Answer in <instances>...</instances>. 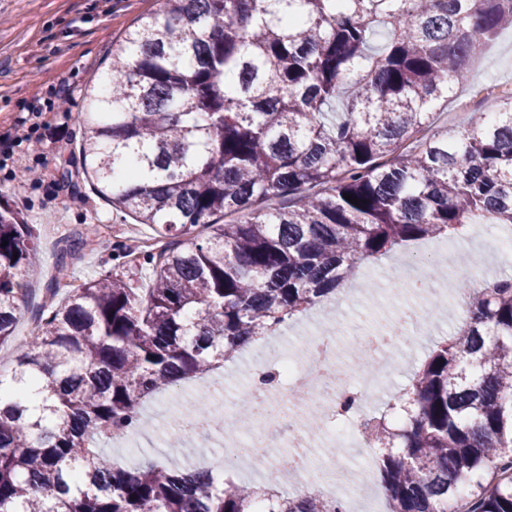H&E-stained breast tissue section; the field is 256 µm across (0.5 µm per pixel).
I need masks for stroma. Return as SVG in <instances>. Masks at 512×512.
Returning <instances> with one entry per match:
<instances>
[{
  "label": "stroma",
  "mask_w": 512,
  "mask_h": 512,
  "mask_svg": "<svg viewBox=\"0 0 512 512\" xmlns=\"http://www.w3.org/2000/svg\"><path fill=\"white\" fill-rule=\"evenodd\" d=\"M157 7L156 0H112L108 5L103 0H0V138L17 134L24 138L13 152H0V204L21 210L38 227L43 263L29 277L32 289H39L53 274L59 241L88 224L96 225L98 236L74 266V284L109 272L127 274L138 286L149 280V272L125 269L116 249L151 236V228L94 196L75 145L85 132L87 89L92 78L108 66L113 40L137 17ZM490 84L512 90L511 28H504L473 63L467 81L455 89L447 106L435 112V126L466 128L481 106V88ZM36 92L41 95L38 116L31 113ZM61 94L68 99L66 111H52ZM26 165L42 169L44 181L34 184L24 177ZM478 231V238L463 242L469 269L493 278L512 274V263L497 265L491 259L497 225L482 224ZM420 259L415 246L382 258L373 264L371 273H359L358 282L370 293L360 305L337 307L344 327L365 319L386 321L388 315L377 305V298L409 289L410 280L399 276L397 269L406 261L419 264ZM440 338L436 330L399 351L400 363L389 376L385 393L373 402L372 411L386 407L392 392L408 381ZM176 402V397L165 396L147 403L138 447L112 449L113 460L133 469L158 458L175 437L171 417Z\"/></svg>",
  "instance_id": "obj_1"
}]
</instances>
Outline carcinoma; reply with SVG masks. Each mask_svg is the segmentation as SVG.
<instances>
[{
	"instance_id": "cac0c4a2",
	"label": "carcinoma",
	"mask_w": 512,
	"mask_h": 512,
	"mask_svg": "<svg viewBox=\"0 0 512 512\" xmlns=\"http://www.w3.org/2000/svg\"><path fill=\"white\" fill-rule=\"evenodd\" d=\"M112 44L77 150L95 196L147 224L149 288L105 274L61 293L94 229L62 248L38 331L0 374V512H345L221 471L117 464L91 435L199 377L411 243L512 224V93L434 127L512 0H157ZM349 193L358 204L344 199ZM288 205L269 208L276 199ZM0 346L13 341L34 225L0 206ZM361 422L388 512H512V276Z\"/></svg>"
}]
</instances>
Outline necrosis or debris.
Masks as SVG:
<instances>
[{
  "label": "necrosis or debris",
  "mask_w": 512,
  "mask_h": 512,
  "mask_svg": "<svg viewBox=\"0 0 512 512\" xmlns=\"http://www.w3.org/2000/svg\"><path fill=\"white\" fill-rule=\"evenodd\" d=\"M428 288H413L391 301L396 318L372 325L359 336L373 363L372 372L359 376L349 368L340 352V326L322 330L305 342L304 357L274 353L260 358L251 374L255 398L245 404L225 396L206 427L183 416L179 431L184 441L220 437L225 447L235 449L260 465L268 482L278 480L280 451L295 448L307 452L331 443L341 448H366L370 442L357 425L365 407L380 390L393 367L394 351L406 336L417 335L421 298L431 296ZM249 410L251 426L246 443L227 436L226 427L236 412Z\"/></svg>",
  "instance_id": "1"
}]
</instances>
